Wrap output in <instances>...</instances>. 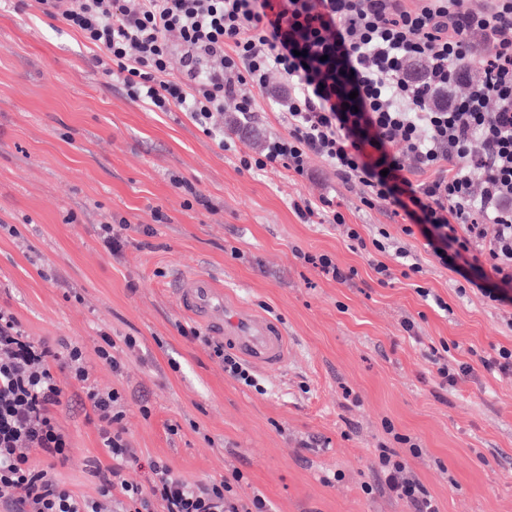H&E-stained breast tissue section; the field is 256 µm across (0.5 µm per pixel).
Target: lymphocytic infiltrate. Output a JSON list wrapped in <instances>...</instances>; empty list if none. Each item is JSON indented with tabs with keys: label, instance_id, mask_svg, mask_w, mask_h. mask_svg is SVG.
Returning <instances> with one entry per match:
<instances>
[{
	"label": "lymphocytic infiltrate",
	"instance_id": "obj_1",
	"mask_svg": "<svg viewBox=\"0 0 512 512\" xmlns=\"http://www.w3.org/2000/svg\"><path fill=\"white\" fill-rule=\"evenodd\" d=\"M54 15L59 0H38ZM66 25L99 49L96 62L127 96L150 110L185 112L225 150L235 142L216 117L225 98L255 112L254 90L271 72L288 79L274 103L283 132L262 150L241 153L240 168L306 171L309 156L328 161L340 179L360 186L367 206L391 203L421 234L442 265L489 264L493 302L512 296V0H484L460 11L459 0H67ZM493 42L483 81L469 94L434 104L431 92L460 78L458 63L473 38ZM180 57V74L170 71ZM424 173L413 182L410 170ZM496 227L486 237L484 227ZM80 384L97 421L107 470H95L101 498L114 512H269L262 496L240 502L230 479L189 482L169 465H152L149 486L124 477L130 448L122 396L91 381L82 345L64 352L25 336L0 308V503L9 512H99L47 469L32 467L35 448L58 462L71 450L53 414L65 402L56 372ZM381 485L414 512H439L408 463L380 449Z\"/></svg>",
	"mask_w": 512,
	"mask_h": 512
}]
</instances>
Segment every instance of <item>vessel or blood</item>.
Wrapping results in <instances>:
<instances>
[{
  "label": "vessel or blood",
  "instance_id": "vessel-or-blood-1",
  "mask_svg": "<svg viewBox=\"0 0 512 512\" xmlns=\"http://www.w3.org/2000/svg\"><path fill=\"white\" fill-rule=\"evenodd\" d=\"M172 292L179 310L224 338L244 360L261 369L280 367L288 358V338L269 318L231 305L210 276L178 277Z\"/></svg>",
  "mask_w": 512,
  "mask_h": 512
}]
</instances>
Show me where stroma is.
Instances as JSON below:
<instances>
[{
	"mask_svg": "<svg viewBox=\"0 0 512 512\" xmlns=\"http://www.w3.org/2000/svg\"><path fill=\"white\" fill-rule=\"evenodd\" d=\"M96 53L37 0H0V306L31 340L82 344L94 384L121 393L125 478L149 485L163 461L188 481L239 474L238 499L263 496L271 512H410L371 468L387 446L407 457L440 512H512V378L479 361L512 348V305L459 294V274L422 236L405 240L425 271L415 283L394 256L352 250L342 227L302 223L290 207L300 194L332 200L364 237L400 233L403 213L365 207L323 158L309 157L306 179L279 166L240 169L236 151L281 129L269 102L288 85L281 75L246 123L225 100L218 120L234 130L230 152L185 113L127 97L95 68ZM120 219L127 241L112 254L100 227ZM308 254L354 275L335 280ZM379 261L395 273L384 286ZM182 272L222 281L241 309L281 325L288 358L261 371L265 391L225 373L211 351L223 337L181 335L196 325L169 293ZM104 331L121 371L95 353ZM442 347L449 364L473 367L452 387L428 358ZM57 379L73 397L54 412L72 453L55 466L37 450L28 457L95 500L91 466L108 460L94 414L76 402L68 373ZM398 433L408 444H396Z\"/></svg>",
	"mask_w": 512,
	"mask_h": 512,
	"instance_id": "stroma-1",
	"label": "stroma"
}]
</instances>
